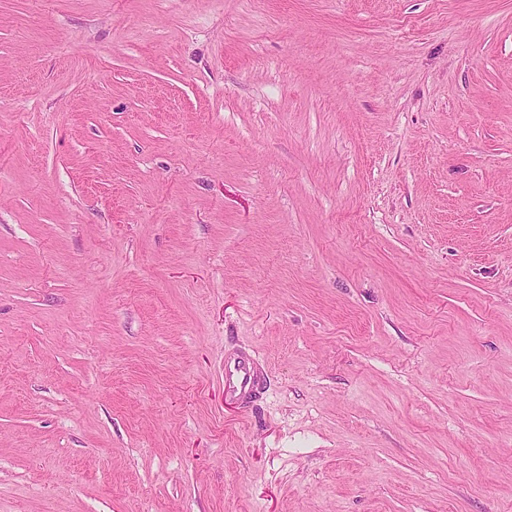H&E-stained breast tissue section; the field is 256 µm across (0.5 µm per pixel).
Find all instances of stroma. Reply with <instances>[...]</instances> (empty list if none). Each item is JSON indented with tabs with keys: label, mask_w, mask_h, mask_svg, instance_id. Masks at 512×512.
<instances>
[{
	"label": "stroma",
	"mask_w": 512,
	"mask_h": 512,
	"mask_svg": "<svg viewBox=\"0 0 512 512\" xmlns=\"http://www.w3.org/2000/svg\"><path fill=\"white\" fill-rule=\"evenodd\" d=\"M0 512H512V0H0ZM260 377L250 362L239 356L224 358V389L241 397H248L260 386Z\"/></svg>",
	"instance_id": "obj_1"
}]
</instances>
